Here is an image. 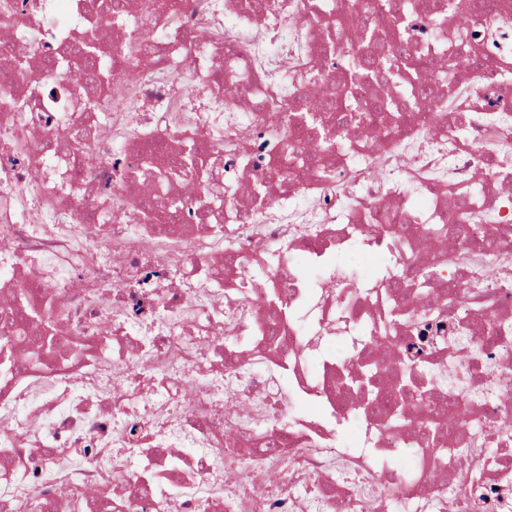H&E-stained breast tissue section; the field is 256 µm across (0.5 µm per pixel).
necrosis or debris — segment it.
I'll use <instances>...</instances> for the list:
<instances>
[{
	"label": "necrosis or debris",
	"instance_id": "4bbe7bcc",
	"mask_svg": "<svg viewBox=\"0 0 512 512\" xmlns=\"http://www.w3.org/2000/svg\"><path fill=\"white\" fill-rule=\"evenodd\" d=\"M109 2L0 12V512H512V11L493 28L477 0H420L396 37L382 0ZM465 5L467 41L436 35ZM364 37L412 62L416 111L337 65ZM448 64L469 86L451 112ZM346 83L394 110L337 124ZM336 137L352 156L278 181L283 145ZM132 183L181 198L175 222ZM432 224L468 238L448 254ZM354 245L356 275L336 263ZM370 362L412 425L344 383ZM431 378L465 409L421 434Z\"/></svg>",
	"mask_w": 512,
	"mask_h": 512
}]
</instances>
